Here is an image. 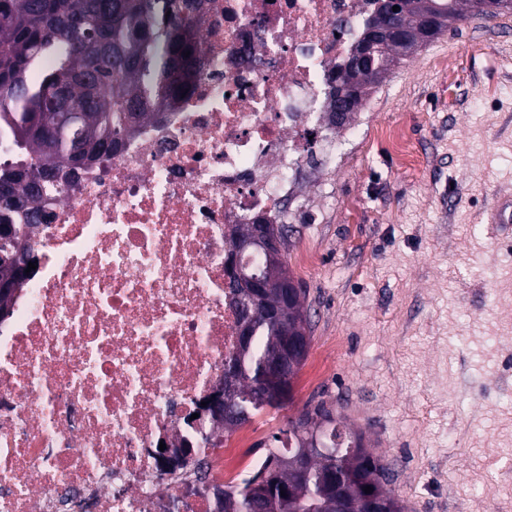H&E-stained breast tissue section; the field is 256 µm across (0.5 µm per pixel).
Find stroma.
I'll return each instance as SVG.
<instances>
[{"instance_id": "35a3bbf8", "label": "stroma", "mask_w": 512, "mask_h": 512, "mask_svg": "<svg viewBox=\"0 0 512 512\" xmlns=\"http://www.w3.org/2000/svg\"><path fill=\"white\" fill-rule=\"evenodd\" d=\"M321 191L315 224L288 227L311 347L284 408L241 426L240 461L325 403L364 434L404 512H512V223L482 211L512 195V15L471 17L404 60ZM319 255L308 266L306 250ZM381 137L386 141L390 150L401 159L412 155L413 146L407 134L401 128H389L381 131Z\"/></svg>"}]
</instances>
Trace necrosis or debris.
I'll return each instance as SVG.
<instances>
[{
	"mask_svg": "<svg viewBox=\"0 0 512 512\" xmlns=\"http://www.w3.org/2000/svg\"><path fill=\"white\" fill-rule=\"evenodd\" d=\"M376 8L214 0L194 91L49 195L0 323V512H212L235 466L204 407L237 341L229 234L293 222L307 169L342 158L330 92Z\"/></svg>",
	"mask_w": 512,
	"mask_h": 512,
	"instance_id": "obj_1",
	"label": "necrosis or debris"
}]
</instances>
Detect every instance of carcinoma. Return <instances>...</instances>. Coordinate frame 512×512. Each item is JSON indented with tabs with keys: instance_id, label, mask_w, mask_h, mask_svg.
Listing matches in <instances>:
<instances>
[{
	"instance_id": "carcinoma-1",
	"label": "carcinoma",
	"mask_w": 512,
	"mask_h": 512,
	"mask_svg": "<svg viewBox=\"0 0 512 512\" xmlns=\"http://www.w3.org/2000/svg\"><path fill=\"white\" fill-rule=\"evenodd\" d=\"M402 27L410 37L401 49L394 41L378 46L388 68L362 84L353 112L401 61L466 17H477L475 0H398ZM204 0H0V281L18 286L32 258L17 246L19 233L39 223L29 204L42 191L61 194L70 180L49 184L48 171L74 174L87 159L112 158L136 123L175 106L191 89L193 59L204 19ZM190 55H184V52ZM261 306L276 311L258 318L247 341L237 338L224 361V374L236 378L226 395L233 416L222 424L229 434L266 408L280 409L293 397L294 381L309 350L299 355L287 387L276 396L260 395L266 367L283 351L285 333H310L304 301L291 304L267 293ZM270 448L256 473L239 485L224 486L213 512H329L330 474L336 494L358 502L365 486L378 490L384 512L403 506L387 487L381 459L324 403L288 421L286 440ZM336 452L323 455L317 446ZM310 454L304 477L275 466L274 458ZM265 483L271 498L254 501V484ZM289 493L282 500L280 489Z\"/></svg>"
}]
</instances>
